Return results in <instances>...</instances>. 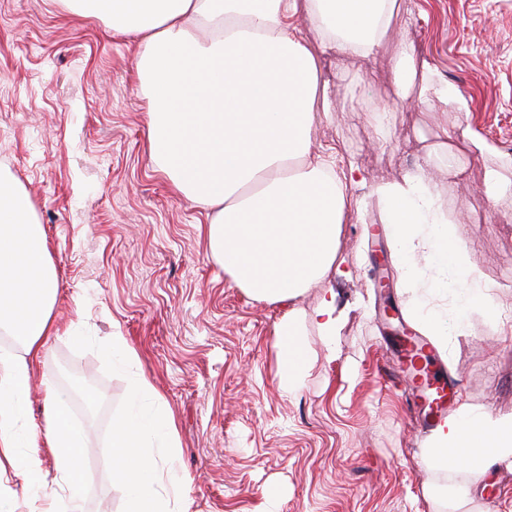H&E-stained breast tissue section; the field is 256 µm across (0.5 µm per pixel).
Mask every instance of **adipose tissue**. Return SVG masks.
I'll use <instances>...</instances> for the list:
<instances>
[{"label": "adipose tissue", "mask_w": 512, "mask_h": 512, "mask_svg": "<svg viewBox=\"0 0 512 512\" xmlns=\"http://www.w3.org/2000/svg\"><path fill=\"white\" fill-rule=\"evenodd\" d=\"M80 14L110 19L116 31L137 35L139 67L151 93L149 151L178 193L209 215L208 250L235 285L251 297L285 303L274 330L280 389L296 392L305 377L302 338L316 326L327 355H334L340 317L336 295L326 291L312 311L291 308L304 288L341 271L337 240L351 212L346 193L350 172L312 157L309 133L330 107L315 110L326 88L320 57L332 52L367 57L388 35L396 0H73ZM304 15L321 35L313 52L294 19ZM247 50L248 64L237 61ZM224 70L226 83L205 80ZM409 45H401L394 76L407 95L418 73L428 78L420 95L439 108L458 103L447 84ZM395 244L394 260L412 275L417 257L447 270L430 281L434 291L458 296L453 319L416 300L413 312L427 335L442 339L449 328L464 332L469 315L500 311L483 271L469 261L457 232L460 217L444 211L436 184L424 167L397 182L376 186ZM56 273L44 233L28 197L0 178V325L22 343L18 353H0V490L11 473L41 485L64 482L70 512H82V436L52 403L44 437L55 456L46 470L26 421L33 365L54 326L50 309ZM174 432L161 407L135 411L112 425V479L129 495L128 512H191L179 479L158 454ZM427 464L457 463L472 481L494 465L512 466V416L462 409L436 428L425 452Z\"/></svg>", "instance_id": "ef3b65f1"}]
</instances>
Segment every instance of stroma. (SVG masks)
Returning <instances> with one entry per match:
<instances>
[{"label": "stroma", "mask_w": 512, "mask_h": 512, "mask_svg": "<svg viewBox=\"0 0 512 512\" xmlns=\"http://www.w3.org/2000/svg\"><path fill=\"white\" fill-rule=\"evenodd\" d=\"M404 41L464 98L462 111H441L414 92L399 98L393 64ZM138 43L67 0H0V176L28 194L57 275L58 332L42 342L27 411L42 424L50 390L62 394L84 436L82 512H127V491L112 480V423L138 407L136 374L175 420L165 455L185 479L192 512H264L272 490L279 512H512V469H490L452 505L446 491L469 473L423 459L429 435L392 337L420 327L372 192L414 171L423 142L446 138L431 160L440 203L463 216L470 260L512 324V194L486 188L492 171L512 183V0H397L374 55L324 57L333 113L313 127L312 152L335 155L341 171L358 167L363 180L347 190L354 219L337 242L345 276L293 302L312 309L334 288L336 357L326 358L308 327L305 381L291 395L278 385L273 347L285 305L236 287L205 246L204 211L149 157ZM379 109L382 138L371 118ZM462 124L469 139L455 136ZM452 166L460 177H449ZM499 323L472 313L470 332L448 333L439 356L461 403L512 416V335ZM116 332L135 364L113 352ZM63 362L88 398L60 381ZM10 497L16 512L33 502L69 510L61 482L19 474Z\"/></svg>", "instance_id": "stroma-1"}]
</instances>
